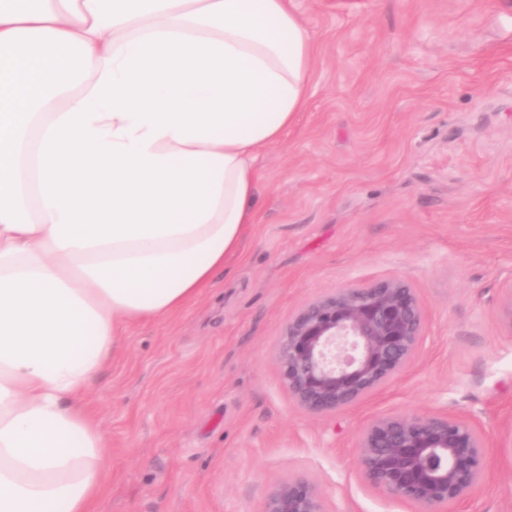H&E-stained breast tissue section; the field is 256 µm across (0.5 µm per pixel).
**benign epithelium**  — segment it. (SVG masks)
I'll return each instance as SVG.
<instances>
[{"label": "benign epithelium", "mask_w": 512, "mask_h": 512, "mask_svg": "<svg viewBox=\"0 0 512 512\" xmlns=\"http://www.w3.org/2000/svg\"><path fill=\"white\" fill-rule=\"evenodd\" d=\"M424 315L401 279L341 289L306 304L278 342L281 376L305 410L337 413L372 395L415 358ZM361 474L420 512H444L484 478L486 443L479 425L452 413L385 415L358 435ZM263 512H326L304 478L276 485Z\"/></svg>", "instance_id": "7a95c632"}]
</instances>
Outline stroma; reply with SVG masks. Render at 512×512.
<instances>
[{
  "mask_svg": "<svg viewBox=\"0 0 512 512\" xmlns=\"http://www.w3.org/2000/svg\"><path fill=\"white\" fill-rule=\"evenodd\" d=\"M308 104L255 161L257 219L211 288L124 331L85 402L106 436L101 512H262L314 481L327 512H418L358 467L369 419L476 417L485 477L445 512H512V0H295ZM400 278L424 311L415 359L318 415L277 343L305 304Z\"/></svg>",
  "mask_w": 512,
  "mask_h": 512,
  "instance_id": "1",
  "label": "stroma"
}]
</instances>
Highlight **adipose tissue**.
Masks as SVG:
<instances>
[{"mask_svg": "<svg viewBox=\"0 0 512 512\" xmlns=\"http://www.w3.org/2000/svg\"><path fill=\"white\" fill-rule=\"evenodd\" d=\"M293 0H0V512H99L84 397L211 286L305 109Z\"/></svg>", "mask_w": 512, "mask_h": 512, "instance_id": "obj_1", "label": "adipose tissue"}]
</instances>
